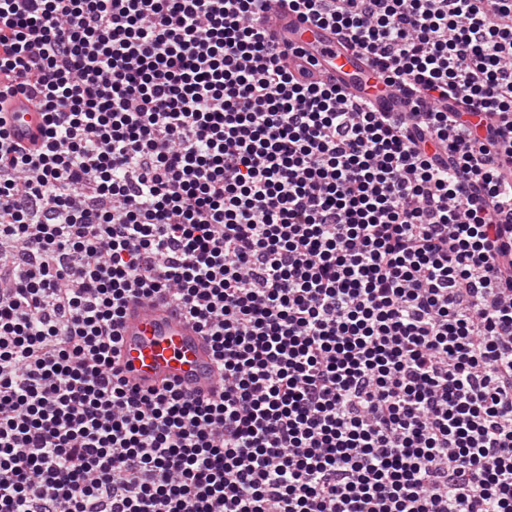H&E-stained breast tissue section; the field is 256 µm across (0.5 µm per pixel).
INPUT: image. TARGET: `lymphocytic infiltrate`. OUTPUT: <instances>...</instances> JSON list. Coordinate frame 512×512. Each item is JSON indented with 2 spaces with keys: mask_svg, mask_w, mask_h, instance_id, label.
Instances as JSON below:
<instances>
[{
  "mask_svg": "<svg viewBox=\"0 0 512 512\" xmlns=\"http://www.w3.org/2000/svg\"><path fill=\"white\" fill-rule=\"evenodd\" d=\"M283 2L416 111L289 69L270 0H0L46 119H0V512H512V0ZM131 299L219 392L129 383ZM43 113L36 100L29 94H19L13 98L8 115L14 137L37 147L43 140Z\"/></svg>",
  "mask_w": 512,
  "mask_h": 512,
  "instance_id": "1",
  "label": "lymphocytic infiltrate"
}]
</instances>
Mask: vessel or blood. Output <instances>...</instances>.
Returning a JSON list of instances; mask_svg holds the SVG:
<instances>
[{"label": "vessel or blood", "mask_w": 512, "mask_h": 512, "mask_svg": "<svg viewBox=\"0 0 512 512\" xmlns=\"http://www.w3.org/2000/svg\"><path fill=\"white\" fill-rule=\"evenodd\" d=\"M262 24L281 49L292 52L302 48L319 60L311 80L336 82L353 97L369 100L383 112L412 111L407 91L380 81L371 58L340 42L333 29L281 8L266 14ZM9 122L16 139L34 146L42 142L44 116L29 94L12 99ZM120 335L122 368L139 388L170 383L199 397L218 388L208 340L194 323L162 304L131 300L120 323Z\"/></svg>", "instance_id": "1"}]
</instances>
